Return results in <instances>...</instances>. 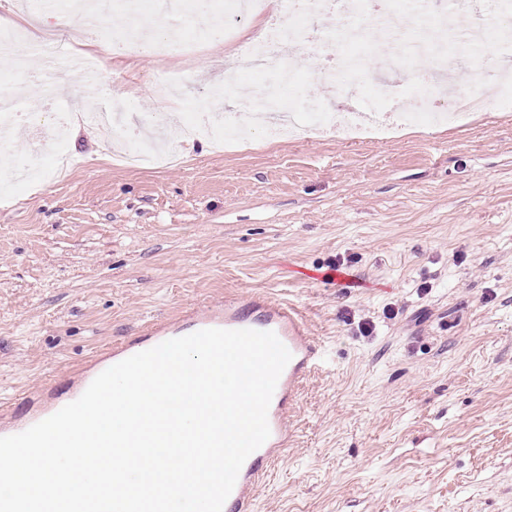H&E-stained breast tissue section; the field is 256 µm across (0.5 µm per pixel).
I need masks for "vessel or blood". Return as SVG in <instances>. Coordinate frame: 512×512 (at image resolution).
Instances as JSON below:
<instances>
[{"mask_svg": "<svg viewBox=\"0 0 512 512\" xmlns=\"http://www.w3.org/2000/svg\"><path fill=\"white\" fill-rule=\"evenodd\" d=\"M255 329L274 332L288 348L292 358L282 372L268 411L271 429L269 439L243 464L235 487L227 498L223 512H250V490L265 474L269 463L278 456L288 430V413L294 405L296 386L321 359L320 347L295 307L268 298L255 301L251 313H243L236 302L206 304L193 308L180 325L157 323L152 325L147 339L140 347H128L122 354L113 355V362L136 354L138 349H150L166 340L182 337L199 330Z\"/></svg>", "mask_w": 512, "mask_h": 512, "instance_id": "obj_1", "label": "vessel or blood"}]
</instances>
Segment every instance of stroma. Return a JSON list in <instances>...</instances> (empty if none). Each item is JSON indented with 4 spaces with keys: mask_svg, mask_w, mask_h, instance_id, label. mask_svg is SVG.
<instances>
[{
    "mask_svg": "<svg viewBox=\"0 0 512 512\" xmlns=\"http://www.w3.org/2000/svg\"><path fill=\"white\" fill-rule=\"evenodd\" d=\"M265 21H233L220 51L191 31L184 53L134 60L131 83L183 81L181 123L208 107L189 144L150 90L104 133L82 114L117 82L58 69L64 143L24 127L0 156V415L27 419L42 392L104 367L105 348L190 306L265 295L301 311L323 354L253 512H512V109L395 120L405 75L355 98L347 77L318 75L337 23L322 15L307 52L280 47L308 135L239 139L225 124L275 75L242 74L218 105L207 89ZM322 106L391 123L317 133ZM339 263L348 282L326 280Z\"/></svg>",
    "mask_w": 512,
    "mask_h": 512,
    "instance_id": "stroma-1",
    "label": "stroma"
}]
</instances>
